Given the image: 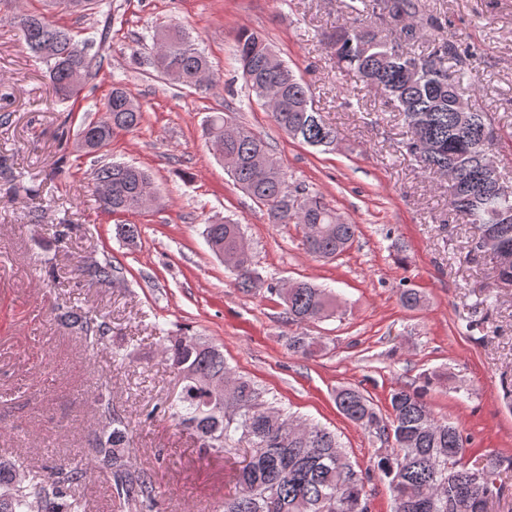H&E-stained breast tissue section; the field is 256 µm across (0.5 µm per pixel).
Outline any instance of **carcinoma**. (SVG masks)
Wrapping results in <instances>:
<instances>
[{"label":"carcinoma","instance_id":"cac0c4a2","mask_svg":"<svg viewBox=\"0 0 512 512\" xmlns=\"http://www.w3.org/2000/svg\"><path fill=\"white\" fill-rule=\"evenodd\" d=\"M368 7L367 0L348 4L353 21L332 38L336 64L381 92L385 103L402 116L408 149L423 169L448 176V208L475 226L473 250H479L482 241L487 244L485 253L494 259L512 255V192L502 194L497 188L489 112L473 103L463 120L456 111L464 59L471 52L451 39L433 43L426 53L415 52L413 45L439 26L434 17H419L418 0H386L390 18L406 21L395 27L390 39L368 18ZM14 23L28 50L47 66L58 100L76 98L99 75L101 62L91 53L94 40L76 41L39 14H19ZM235 57L249 92L269 109L280 130L310 146L336 141V130L313 108L308 87L259 32H240ZM153 64L160 73L174 71L179 83L201 93L221 82L207 56L177 25L156 31ZM99 112L97 120L82 125L91 136L93 152L108 145L114 134L138 129L144 119L127 90L115 84ZM202 137L236 184L267 208L269 223L302 227L309 254L335 258L351 246L359 225L342 219L320 197L291 188L261 136L217 113L204 121ZM92 185L99 206L112 214L135 213L142 198L155 197L150 175L131 164L98 167ZM205 236L243 291L261 283L240 224L215 221L206 225ZM77 271L90 286L119 283V271L110 259L84 263ZM269 291L280 295L290 322H315L336 313L335 296L309 281L271 286ZM55 318L93 346L107 344L112 336V321L80 306H59ZM289 347L307 356L319 342L294 336ZM163 354L181 383L167 413L190 431L200 451L219 457L242 443L252 448L236 474L238 490L224 497L217 512H369L365 485L345 462L335 432L299 420L278 407L276 399L267 398L252 380L232 375L224 353L199 336H173ZM101 406V428L88 436V462L56 464L45 475L0 460V512H86L75 490L92 471L111 484L119 507L155 512L158 491L151 473L129 462V422L112 412L104 396ZM336 406L348 420L392 437L391 448L379 454L376 467L388 480L393 512H485L488 490L494 489L497 497L502 494L495 481L461 463L464 448L458 428L437 419L421 392L394 390L387 423L354 388L337 390Z\"/></svg>","mask_w":512,"mask_h":512}]
</instances>
